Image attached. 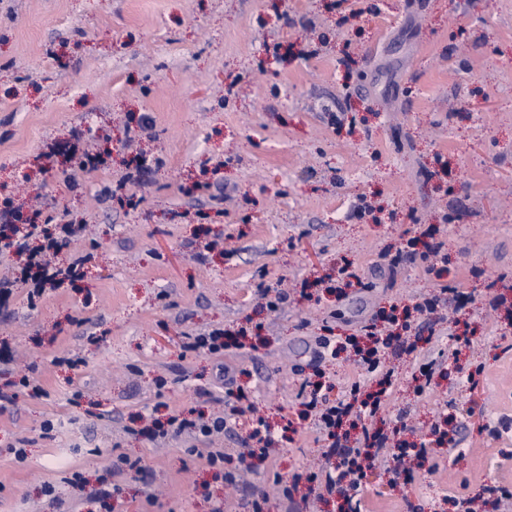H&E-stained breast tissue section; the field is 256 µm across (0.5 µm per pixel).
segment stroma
Here are the masks:
<instances>
[{
    "label": "stroma",
    "mask_w": 512,
    "mask_h": 512,
    "mask_svg": "<svg viewBox=\"0 0 512 512\" xmlns=\"http://www.w3.org/2000/svg\"><path fill=\"white\" fill-rule=\"evenodd\" d=\"M103 129L104 167L40 169L74 131ZM5 197L85 225L56 262L91 260L37 307L21 282L0 305L14 353L0 386L31 371L47 391L0 411V512H103L94 494L121 455L143 471L119 477L114 512H252L257 488L280 512L278 482L326 463L301 385L323 373L334 400L358 377L350 351L317 356L318 338L441 285L472 295L473 342L453 361L445 325L417 317L439 358L420 392L428 350L387 353L383 427L407 415L412 442L450 413L453 446L395 487L369 472L364 508L464 512L484 481L512 487V325L488 306L512 277V0H0ZM431 225L440 258L399 257ZM347 264L361 283L340 290ZM261 288L290 298L269 310ZM216 329L260 342L185 350ZM67 351L83 365L55 364ZM221 367L263 418L295 426L247 470L253 425L226 403ZM193 410L223 414L224 434L142 433ZM210 446L236 483L198 457Z\"/></svg>",
    "instance_id": "obj_1"
}]
</instances>
